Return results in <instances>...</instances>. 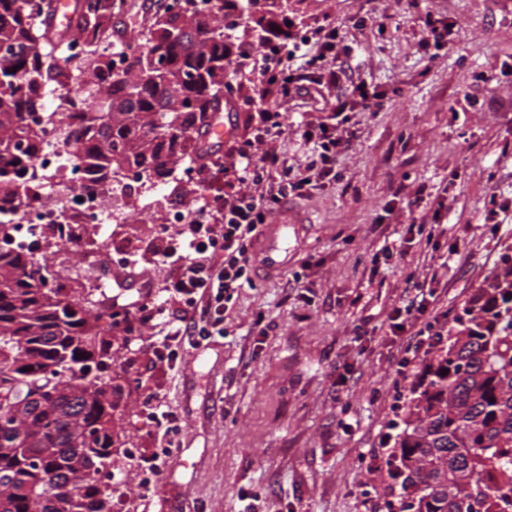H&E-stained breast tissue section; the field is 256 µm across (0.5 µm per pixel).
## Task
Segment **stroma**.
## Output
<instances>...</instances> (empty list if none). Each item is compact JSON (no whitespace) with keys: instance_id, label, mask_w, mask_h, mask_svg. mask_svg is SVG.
I'll return each instance as SVG.
<instances>
[{"instance_id":"1","label":"stroma","mask_w":512,"mask_h":512,"mask_svg":"<svg viewBox=\"0 0 512 512\" xmlns=\"http://www.w3.org/2000/svg\"><path fill=\"white\" fill-rule=\"evenodd\" d=\"M289 6L296 35L327 18L352 52L336 63V86L312 83L274 102L282 167L306 173L314 145L304 130L327 121L334 98L351 97L354 85H367L383 107L351 98L355 136L336 161L340 179L296 199L307 221L290 230L287 267L267 275L253 264L225 335L184 352L173 368L149 348L155 325L115 341V485L135 492L143 473L128 452L158 451L144 413L151 394L183 425L154 496L128 512H387L390 480L375 461L394 453L412 388L431 361L409 356L413 338L393 334L389 316L420 283L434 290L426 319L447 332L512 247V81L499 76L512 67V0H414L406 10L400 0H376L375 24L362 20L360 0ZM428 16L452 26L441 49L422 48ZM229 81L240 93L224 105L235 134L214 146L217 155L248 140L256 123L257 73L245 66ZM157 188L158 205L135 214L138 251L128 269L109 266L116 225H102L91 243L119 309L164 295L172 269L160 257L171 239L154 231L157 210L185 211L228 190L222 174L199 171ZM310 254L319 266L303 267Z\"/></svg>"}]
</instances>
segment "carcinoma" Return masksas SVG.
<instances>
[{
    "mask_svg": "<svg viewBox=\"0 0 512 512\" xmlns=\"http://www.w3.org/2000/svg\"><path fill=\"white\" fill-rule=\"evenodd\" d=\"M0 0V512H112L100 475L112 467V333L118 313L93 285L66 288L47 255L14 244L9 214L41 198L46 176L17 175L34 157L54 85L82 98L61 113L65 143L78 164L115 171L135 166L162 180L198 150L192 132L209 124L232 73L237 20L260 41L271 25L288 41V4L220 0L208 14L183 0L139 27L118 47L119 61L89 53L51 68L41 41L108 38L118 11L135 0H73L76 31L44 23V0ZM413 392L400 455L389 460L401 512L421 492L424 512H512V248L461 311ZM448 370L442 374V370Z\"/></svg>",
    "mask_w": 512,
    "mask_h": 512,
    "instance_id": "1",
    "label": "carcinoma"
}]
</instances>
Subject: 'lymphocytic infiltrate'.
Masks as SVG:
<instances>
[{
	"label": "lymphocytic infiltrate",
	"mask_w": 512,
	"mask_h": 512,
	"mask_svg": "<svg viewBox=\"0 0 512 512\" xmlns=\"http://www.w3.org/2000/svg\"><path fill=\"white\" fill-rule=\"evenodd\" d=\"M309 41L316 46V53H309L304 44L293 40L285 46L288 66L284 79L273 78L270 67H263L261 98L289 96L300 89L302 82L311 79L336 83L335 63L350 54L349 44L329 22L311 28ZM348 105L347 99H337L330 122L304 132L305 138L314 140L319 150L316 177L277 170L278 160L271 154L265 156L262 164H254L252 153L244 145L228 149L232 162L221 166L220 171L233 175L240 182V189L225 198L223 204L209 209L205 223L182 225L176 236L177 247L161 256L163 262L175 268L166 293L169 300L178 304L179 315L170 317L162 309L146 304L140 309L142 320L160 322V336L152 344L160 359L177 363L184 350L197 348L211 336L223 334L224 312L238 290L252 282L250 249L278 204L287 197L306 195L314 185L339 179L336 160L351 144L350 136L340 131L350 121ZM274 174L279 177L276 190L262 191L263 182ZM148 406V419L157 427L161 452L143 459L141 466L154 475L160 471L163 456L178 447L181 425L178 415L161 396H151Z\"/></svg>",
	"instance_id": "1"
}]
</instances>
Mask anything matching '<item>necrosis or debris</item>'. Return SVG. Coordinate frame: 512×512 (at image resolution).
<instances>
[{
	"label": "necrosis or debris",
	"mask_w": 512,
	"mask_h": 512,
	"mask_svg": "<svg viewBox=\"0 0 512 512\" xmlns=\"http://www.w3.org/2000/svg\"><path fill=\"white\" fill-rule=\"evenodd\" d=\"M32 166L47 175L70 173L74 185L51 201H35L15 211V236L31 249H38L48 226L54 228L61 244L81 248L97 225L128 223L136 207L126 194L127 188L139 180L136 171L121 170L101 178L86 168H75L53 124H43Z\"/></svg>",
	"instance_id": "4bbe7bcc"
}]
</instances>
